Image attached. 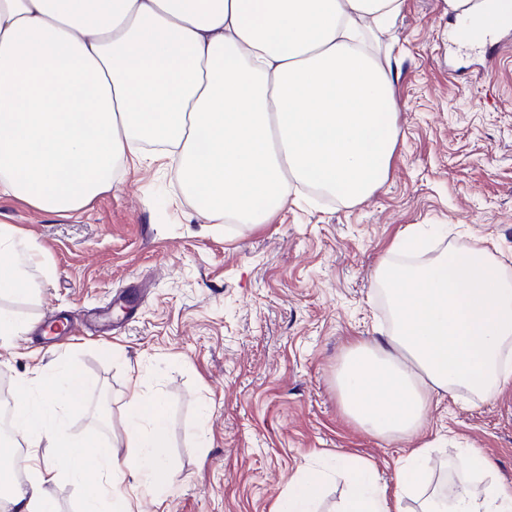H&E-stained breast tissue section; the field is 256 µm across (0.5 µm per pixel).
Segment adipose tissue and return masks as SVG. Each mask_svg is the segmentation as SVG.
I'll return each mask as SVG.
<instances>
[{
    "mask_svg": "<svg viewBox=\"0 0 512 512\" xmlns=\"http://www.w3.org/2000/svg\"><path fill=\"white\" fill-rule=\"evenodd\" d=\"M405 0H0V195L49 212L79 209L112 186L147 144L179 160L211 219L267 223L299 184L356 203L380 188L398 141L391 47L380 34ZM33 248L0 225V294L28 291ZM393 326L383 343L353 344L337 375L348 417L373 435L417 431L432 397L490 395L512 382V275L488 249L456 244L415 264L383 262ZM76 367L20 378L11 431L55 461L27 485L0 472L14 512H55L46 484L84 490L80 512H132L133 480L156 496L175 483L163 411L138 387L117 459L95 432H62V405L81 403ZM425 449L402 467L398 496L419 512H512V485L490 479L479 452L450 490L426 489ZM340 512H393L385 486L344 457ZM325 480L303 474L276 512H315Z\"/></svg>",
    "mask_w": 512,
    "mask_h": 512,
    "instance_id": "1",
    "label": "adipose tissue"
}]
</instances>
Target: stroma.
<instances>
[{
    "instance_id": "stroma-1",
    "label": "stroma",
    "mask_w": 512,
    "mask_h": 512,
    "mask_svg": "<svg viewBox=\"0 0 512 512\" xmlns=\"http://www.w3.org/2000/svg\"><path fill=\"white\" fill-rule=\"evenodd\" d=\"M444 0H406L394 43L399 136L385 184L359 203L314 193L268 223L216 224L168 160L146 158L112 189L65 213L0 196V225L39 254L29 297L0 295L25 330L0 363V392L72 365L87 389L64 430L127 447L130 383L162 399L177 472L135 512H274L289 482L336 456L370 462L387 486L427 445L432 485L461 474L472 448L512 484V383L432 398L411 437L375 436L345 414L336 374L348 347L392 324L373 281L409 225L433 251L460 239L512 271V13L506 49L460 39Z\"/></svg>"
}]
</instances>
